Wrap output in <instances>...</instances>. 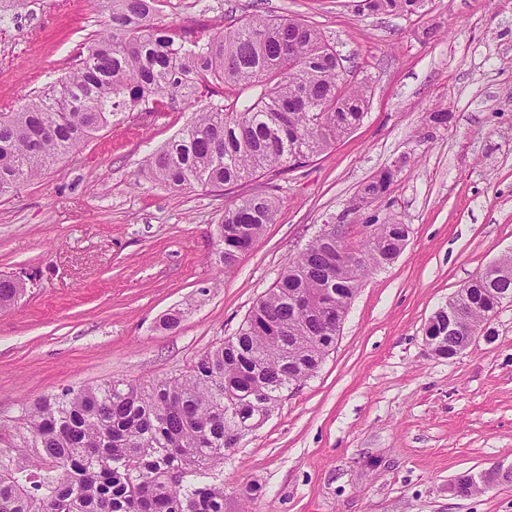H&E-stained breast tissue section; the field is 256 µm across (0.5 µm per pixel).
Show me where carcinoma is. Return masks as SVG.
<instances>
[{"label": "carcinoma", "mask_w": 512, "mask_h": 512, "mask_svg": "<svg viewBox=\"0 0 512 512\" xmlns=\"http://www.w3.org/2000/svg\"><path fill=\"white\" fill-rule=\"evenodd\" d=\"M110 24L89 38L74 67L14 112H0V198L40 178L79 151L112 117L145 106L162 112L176 102L190 119L143 160L158 184L183 190L226 188L297 168L360 125L367 87L340 78L336 49L300 18L252 14L228 27L192 35L156 22L149 0H96ZM373 13H415L418 0H365ZM297 59L288 58V42ZM394 181L380 171L364 186L365 201ZM276 198L243 196L224 207L215 254L233 269L275 223ZM409 237L405 224L365 225L348 240L361 256L336 267V247L316 234L261 296L234 336L200 354L190 370L141 385L108 381L25 402L0 418V512H224L215 468L265 421L285 391L310 379L336 336L368 272L392 263ZM479 274L454 298L461 331L438 317L443 355L466 345L512 299V256ZM27 291L0 275V311ZM484 490L471 476L457 493Z\"/></svg>", "instance_id": "obj_1"}]
</instances>
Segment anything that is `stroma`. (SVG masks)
I'll list each match as a JSON object with an SVG mask.
<instances>
[{
	"mask_svg": "<svg viewBox=\"0 0 512 512\" xmlns=\"http://www.w3.org/2000/svg\"><path fill=\"white\" fill-rule=\"evenodd\" d=\"M192 33L259 11L320 30L368 87L362 124L302 167L231 189L173 191L142 170L184 106L114 117L79 153L0 199V274L28 293L0 313V418L27 399L185 372L233 336L325 224L410 228L371 271L316 374L219 468L225 512H512V483L468 498L448 484L512 466V302L461 355L424 343L429 317L512 255V0H424L375 15L363 0H161ZM108 18L90 0H0V112L61 76ZM448 111L432 128L430 112ZM386 195L351 204L381 169ZM275 193L279 211L232 271L213 261L224 207ZM180 318L164 328L166 314Z\"/></svg>",
	"mask_w": 512,
	"mask_h": 512,
	"instance_id": "1",
	"label": "stroma"
}]
</instances>
